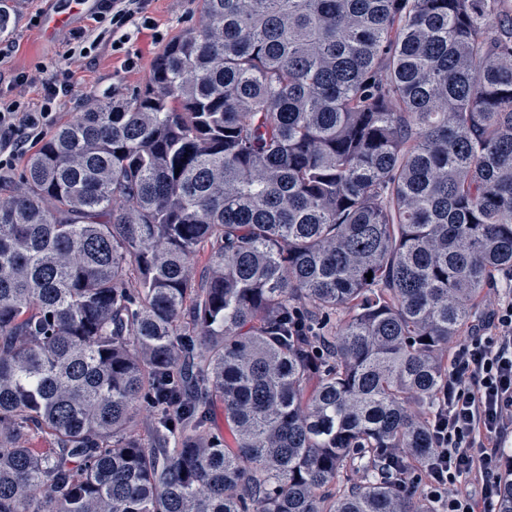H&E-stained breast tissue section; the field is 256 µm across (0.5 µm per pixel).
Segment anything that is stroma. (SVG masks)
<instances>
[{"label": "stroma", "instance_id": "35a3bbf8", "mask_svg": "<svg viewBox=\"0 0 512 512\" xmlns=\"http://www.w3.org/2000/svg\"><path fill=\"white\" fill-rule=\"evenodd\" d=\"M57 4L58 0H14L8 31L0 37V47L6 50L0 57V100L24 105L35 103L43 93L41 82L20 85L15 81L16 75L58 74L72 84L76 94L74 101L59 108L58 120L62 123L72 120L89 96L125 94L143 85L165 41L201 20L199 0H151L149 13L163 38L157 41L150 33L130 31L128 46L139 55L136 68L130 70L123 56L113 53L108 38L87 53L69 55L73 31L94 28L97 2L85 0L70 24L46 31L39 18Z\"/></svg>", "mask_w": 512, "mask_h": 512}]
</instances>
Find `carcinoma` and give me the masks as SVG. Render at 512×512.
<instances>
[{"instance_id": "obj_1", "label": "carcinoma", "mask_w": 512, "mask_h": 512, "mask_svg": "<svg viewBox=\"0 0 512 512\" xmlns=\"http://www.w3.org/2000/svg\"><path fill=\"white\" fill-rule=\"evenodd\" d=\"M199 2L0 195V512H438L410 464L512 272V0Z\"/></svg>"}]
</instances>
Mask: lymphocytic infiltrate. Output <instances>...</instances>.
<instances>
[{
	"label": "lymphocytic infiltrate",
	"mask_w": 512,
	"mask_h": 512,
	"mask_svg": "<svg viewBox=\"0 0 512 512\" xmlns=\"http://www.w3.org/2000/svg\"><path fill=\"white\" fill-rule=\"evenodd\" d=\"M148 6L149 0H98L97 18L110 23L123 46L129 26L156 30ZM71 95L70 84L54 79L46 82L40 102L0 103V172L13 170L16 159L43 138ZM433 437L424 496L441 512H490L500 473L512 465L504 448L512 437V299L498 303L449 354ZM464 476L480 485V497L460 489Z\"/></svg>",
	"instance_id": "f902f5d3"
}]
</instances>
